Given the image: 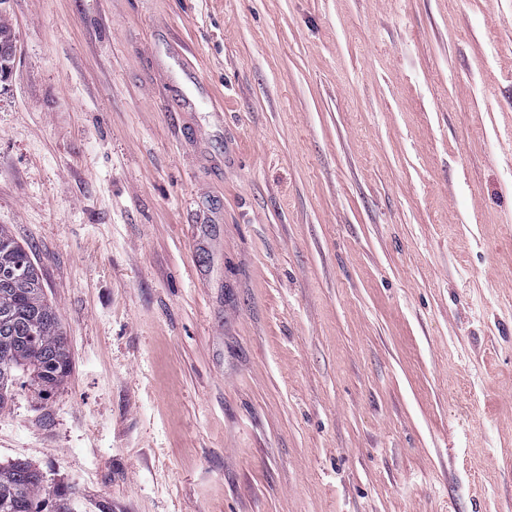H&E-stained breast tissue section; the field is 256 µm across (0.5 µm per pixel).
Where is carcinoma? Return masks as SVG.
<instances>
[{
    "label": "carcinoma",
    "mask_w": 512,
    "mask_h": 512,
    "mask_svg": "<svg viewBox=\"0 0 512 512\" xmlns=\"http://www.w3.org/2000/svg\"><path fill=\"white\" fill-rule=\"evenodd\" d=\"M70 371L60 318L28 253L0 225V409L19 378L41 395ZM43 474L27 462L0 466V512H44Z\"/></svg>",
    "instance_id": "cac0c4a2"
}]
</instances>
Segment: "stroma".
<instances>
[{
	"label": "stroma",
	"instance_id": "obj_1",
	"mask_svg": "<svg viewBox=\"0 0 512 512\" xmlns=\"http://www.w3.org/2000/svg\"><path fill=\"white\" fill-rule=\"evenodd\" d=\"M0 225L71 512H512V0H7ZM70 371L60 318L28 253L0 225V409L8 386L26 378L48 395Z\"/></svg>",
	"mask_w": 512,
	"mask_h": 512
}]
</instances>
